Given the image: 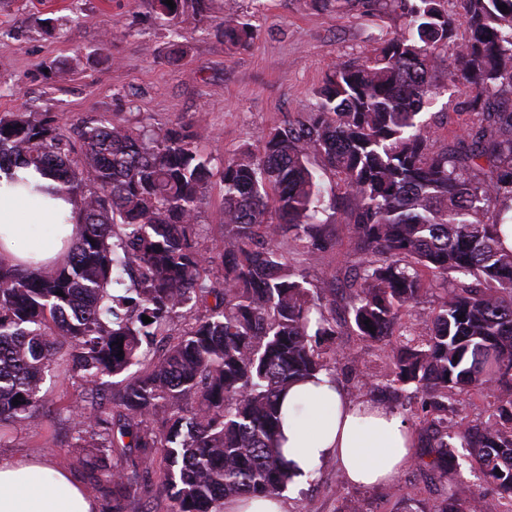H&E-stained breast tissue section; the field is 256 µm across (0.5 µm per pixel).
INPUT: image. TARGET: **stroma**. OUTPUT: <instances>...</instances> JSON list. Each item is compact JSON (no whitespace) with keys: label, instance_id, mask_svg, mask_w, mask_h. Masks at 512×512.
Returning <instances> with one entry per match:
<instances>
[{"label":"stroma","instance_id":"1","mask_svg":"<svg viewBox=\"0 0 512 512\" xmlns=\"http://www.w3.org/2000/svg\"><path fill=\"white\" fill-rule=\"evenodd\" d=\"M236 13L258 30L246 50H227L215 30ZM402 26L393 13L365 15L343 6L337 13L311 0H213L207 23L188 19L178 32L159 25L152 0H0V114L24 112L54 119L69 137L88 121L151 129L189 126L200 150L221 167L243 145L280 126L311 102L338 62H359L375 40ZM459 88L440 89L431 105L441 113L436 143L463 134L471 117L462 113ZM224 190L213 181L201 209L198 247L210 252L224 237ZM359 254L342 238L311 268L312 278H335L345 288L347 266ZM85 395L76 377L43 389L42 414L0 456L38 461L86 484L71 447L63 407ZM411 493L412 512H433L447 485L407 466L395 482ZM288 512H400L385 488L349 484L327 461Z\"/></svg>","mask_w":512,"mask_h":512}]
</instances>
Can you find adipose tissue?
Listing matches in <instances>:
<instances>
[{
  "label": "adipose tissue",
  "mask_w": 512,
  "mask_h": 512,
  "mask_svg": "<svg viewBox=\"0 0 512 512\" xmlns=\"http://www.w3.org/2000/svg\"><path fill=\"white\" fill-rule=\"evenodd\" d=\"M57 180L29 166L0 170V263L41 271L53 266L62 238L75 230L78 202L58 194ZM52 226L40 236L36 227ZM282 448L292 480L289 492L304 489L314 466L336 461L353 485L393 483L410 464L415 436L401 415L385 406L354 402L326 374L292 386L281 400ZM0 512H98L67 473L0 458Z\"/></svg>",
  "instance_id": "ef3b65f1"
}]
</instances>
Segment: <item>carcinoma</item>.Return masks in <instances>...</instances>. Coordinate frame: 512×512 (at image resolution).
Listing matches in <instances>:
<instances>
[{
    "instance_id": "cac0c4a2",
    "label": "carcinoma",
    "mask_w": 512,
    "mask_h": 512,
    "mask_svg": "<svg viewBox=\"0 0 512 512\" xmlns=\"http://www.w3.org/2000/svg\"><path fill=\"white\" fill-rule=\"evenodd\" d=\"M342 1L367 13L390 5L405 28L363 61L336 63L312 102L218 172L184 126L90 122L77 148L52 121L0 116V168L40 167L79 198L75 239L53 271L0 263V447L39 418L48 375L81 376L86 396L66 408L71 448L106 512L163 498L172 512H224L226 499L282 493L280 398L343 359L355 400L418 399L403 420L420 426L415 465L447 484L434 512H512V250L486 219L492 206L512 212V109L501 101L512 0H463L461 38L444 0H318ZM173 2L153 0L155 19L210 17L212 0ZM218 34L234 49L257 37L235 14ZM443 84L478 122L433 150L440 122L427 108ZM315 158L345 196L325 201ZM215 176L224 244L206 257L198 218ZM342 233L360 259L341 324L336 282L309 269ZM434 288L433 315L403 320ZM344 326L380 348L382 375L336 345ZM486 388L496 402L472 426L458 396ZM158 458L159 482H138ZM464 462L490 492L460 478Z\"/></svg>"
}]
</instances>
